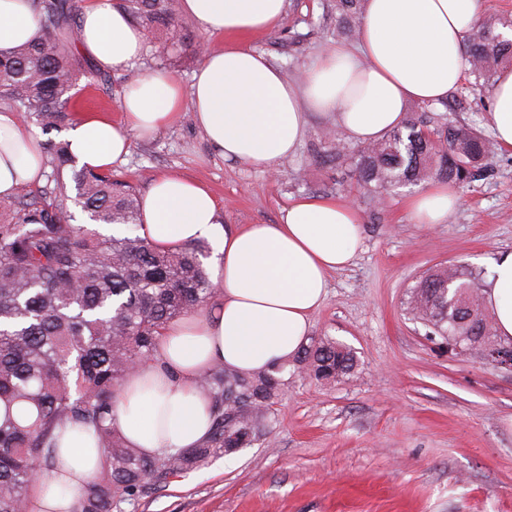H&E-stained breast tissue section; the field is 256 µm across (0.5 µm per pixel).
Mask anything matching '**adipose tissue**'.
Segmentation results:
<instances>
[{"mask_svg": "<svg viewBox=\"0 0 512 512\" xmlns=\"http://www.w3.org/2000/svg\"><path fill=\"white\" fill-rule=\"evenodd\" d=\"M286 0H180L182 14L224 44L206 48L190 86L155 72L120 100L121 121L82 114L68 139L79 161L104 171L127 155L132 135L148 137L177 122L184 100L209 143L224 158L271 174L296 153L311 114L333 116L341 136L364 145L401 126L411 102H439L463 80L464 40L481 0H367L357 43H333L288 83L251 48L249 35L274 27ZM39 17L32 0H0V50L32 40ZM82 55L99 68L135 67L145 34L112 0H90L76 30ZM491 126L499 146L512 147V68L492 88ZM44 140L16 113H0V198L44 174ZM459 204L454 187L436 182L409 196L415 223L443 224ZM142 234L162 248L208 239L220 260L213 282L217 312L172 323L156 359L130 372L117 400L115 424L128 445L151 455L187 448L207 435L210 404L199 376L221 364L243 373L292 359L306 344L310 316L327 295L329 272L349 266L362 249V216L333 197L291 201L277 224L232 227L213 193L198 181L157 176L142 200ZM497 335L512 341V252L499 254L482 288ZM57 465L33 489L35 512H74L76 494L100 466L94 427L67 424L56 438Z\"/></svg>", "mask_w": 512, "mask_h": 512, "instance_id": "obj_1", "label": "adipose tissue"}]
</instances>
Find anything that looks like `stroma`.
Returning a JSON list of instances; mask_svg holds the SVG:
<instances>
[{
	"label": "stroma",
	"instance_id": "stroma-1",
	"mask_svg": "<svg viewBox=\"0 0 512 512\" xmlns=\"http://www.w3.org/2000/svg\"><path fill=\"white\" fill-rule=\"evenodd\" d=\"M181 24L184 43L147 40L127 72L81 59L74 112L120 119L124 91L157 71L190 84L198 42L220 39L189 19ZM336 40L332 0H286L277 25L249 43L295 85ZM454 94L465 108L448 111L449 121L489 130L491 93L466 81ZM335 130L331 116L310 115L301 146L275 178L224 159L186 105L172 126L132 137L112 167L141 196L159 175L193 178L215 195L228 224H276L293 199L338 196L361 212L363 230L358 257L330 273L310 333L351 348L355 370L331 384L287 373L269 436L115 512H512V370L457 354L407 311L428 270L459 262L485 278L498 254L512 251V150H498L487 179L459 189L447 223L416 224L404 208L407 189L375 203L348 166L328 157Z\"/></svg>",
	"mask_w": 512,
	"mask_h": 512
}]
</instances>
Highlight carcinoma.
I'll list each match as a JSON object with an SVG mask.
<instances>
[{
	"mask_svg": "<svg viewBox=\"0 0 512 512\" xmlns=\"http://www.w3.org/2000/svg\"><path fill=\"white\" fill-rule=\"evenodd\" d=\"M41 25L36 37L0 51V100L43 131L72 121L79 71L71 27L80 0H33ZM140 26L172 44L186 33L177 0H117ZM365 0H336V30L360 27ZM474 86L493 87L512 66V16L488 14L465 39ZM350 161L373 197L430 178L469 186L488 172L497 143L473 125L448 121L431 104L403 125L357 150L334 146ZM47 184L21 208L0 202V512H32L31 490L55 469V433L64 423L96 428L100 468L77 495L75 512H113L149 486L191 471L207 459L248 448L270 433L288 363L258 373L215 365L198 380L210 402L212 424L196 448H163L146 455L126 444L114 426L117 395L139 364L159 353L174 321L220 295L197 240L162 250L146 236L104 235L67 223L68 199L96 224H141L133 187L78 165L69 143L49 139ZM409 312L453 347L482 354L492 342L507 354L512 342L496 338L476 276L449 265L425 274L411 293ZM354 352L331 338L302 348L293 368L319 381L355 369Z\"/></svg>",
	"mask_w": 512,
	"mask_h": 512,
	"instance_id": "carcinoma-1",
	"label": "carcinoma"
}]
</instances>
